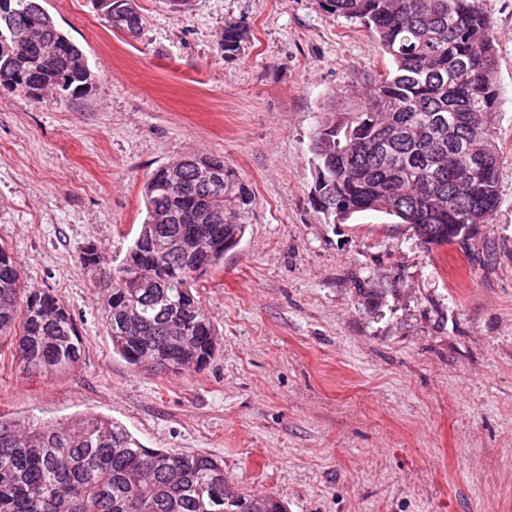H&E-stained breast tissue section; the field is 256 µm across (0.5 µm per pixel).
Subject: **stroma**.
Segmentation results:
<instances>
[{
    "label": "stroma",
    "instance_id": "stroma-1",
    "mask_svg": "<svg viewBox=\"0 0 512 512\" xmlns=\"http://www.w3.org/2000/svg\"><path fill=\"white\" fill-rule=\"evenodd\" d=\"M41 4L96 82L41 102L0 87V246L68 307L85 355L31 376L0 347V415L112 418L146 447L223 459L232 486L288 512H512V0H483L500 204L429 248L393 217L329 224L310 203L314 129L390 65L358 24L317 0H136L131 38L93 0ZM231 24L246 37L230 54ZM186 154L238 172L250 223L202 280L210 365L137 371L112 351L79 248L120 263L147 177Z\"/></svg>",
    "mask_w": 512,
    "mask_h": 512
}]
</instances>
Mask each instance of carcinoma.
I'll return each mask as SVG.
<instances>
[{"instance_id":"carcinoma-1","label":"carcinoma","mask_w":512,"mask_h":512,"mask_svg":"<svg viewBox=\"0 0 512 512\" xmlns=\"http://www.w3.org/2000/svg\"><path fill=\"white\" fill-rule=\"evenodd\" d=\"M0 87L27 92L62 80L68 96L95 78L83 49L40 7L7 0ZM327 13L358 23L391 67L368 78L370 95L342 122L312 135L314 191L328 223L362 212L408 224L424 245L455 242L487 224L500 204L499 152L486 117L499 104L496 34L482 0H318ZM129 0H110V27L131 38L142 19ZM246 32L224 29V51ZM223 171L215 184L210 171ZM146 217L124 259L112 266L88 243L85 267L105 301L113 349L142 371L204 368L216 331L198 295L203 276L224 265L242 240L252 191L218 157L194 155L172 180L157 168L143 186ZM30 373L63 372L82 358L83 337L68 308L46 291L22 288L11 253L0 247V338ZM254 498L224 478L208 454L145 447L122 424L98 415L30 424L0 419V512H247Z\"/></svg>"}]
</instances>
